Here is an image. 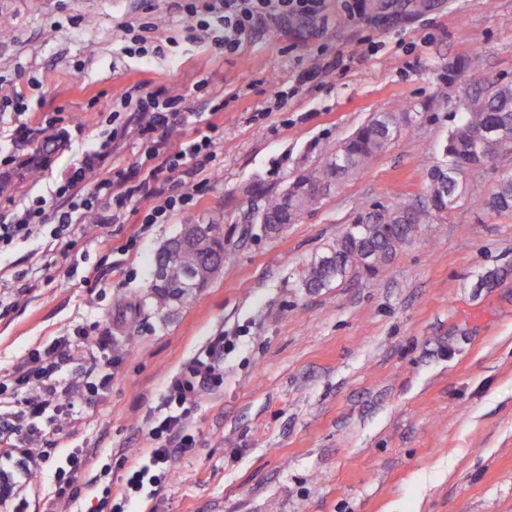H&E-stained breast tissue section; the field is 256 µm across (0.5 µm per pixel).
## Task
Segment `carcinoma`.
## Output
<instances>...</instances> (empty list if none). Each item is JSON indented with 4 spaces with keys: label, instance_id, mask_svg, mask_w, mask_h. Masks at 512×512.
<instances>
[{
    "label": "carcinoma",
    "instance_id": "cac0c4a2",
    "mask_svg": "<svg viewBox=\"0 0 512 512\" xmlns=\"http://www.w3.org/2000/svg\"><path fill=\"white\" fill-rule=\"evenodd\" d=\"M469 105L459 121L448 131L443 147L444 160L428 171V195L422 206L403 195L390 205L377 204L356 213L336 238V242L316 256L304 270L301 287L310 291L328 288L353 271L368 277L383 272L394 256L420 232L427 214L445 217L448 194L462 196V167L474 147V136L482 129L496 131L498 139L492 149L503 154L512 151V83L490 82L478 88H465ZM407 112H380L370 117L353 134L324 151L318 164L296 172L288 189L255 188L261 205L255 223L273 224L282 230L297 223L304 213L319 206L323 197L309 188L317 180L332 178L340 186L363 171L395 140L407 125ZM490 214L512 213V175L502 177L484 202ZM204 240L195 248L178 251L179 263L190 269L206 266L199 287H206L224 270L223 225L211 221L203 225ZM192 290L181 286L177 278L153 281L150 295L159 309Z\"/></svg>",
    "mask_w": 512,
    "mask_h": 512
}]
</instances>
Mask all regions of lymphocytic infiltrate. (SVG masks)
<instances>
[{"label":"lymphocytic infiltrate","mask_w":512,"mask_h":512,"mask_svg":"<svg viewBox=\"0 0 512 512\" xmlns=\"http://www.w3.org/2000/svg\"><path fill=\"white\" fill-rule=\"evenodd\" d=\"M177 8L201 31L222 28L224 50L234 53L267 22L317 17L323 0H179ZM120 105L136 113L138 125L133 130L125 124L113 127L102 148L111 152L115 142L136 132L142 144L139 178L108 169L96 180H88L87 170L96 164L95 158H88L50 196L12 206L8 214L0 213V252L41 234L64 246L72 225L102 210L111 211L117 221L143 203L147 206L144 223L161 224L194 201L203 188L198 177L213 158L218 125L211 123L206 131L171 139L170 129L187 124L190 118L184 98L163 91L147 92L139 83L122 94ZM177 175L191 179V187L177 196L164 195L161 184ZM109 343L108 337L93 339L82 330L56 337L29 352L24 370L0 377V394L10 395L6 403L10 422L0 427V512H26L28 500L19 490L46 462L52 465L55 498L71 504L78 500V477L88 466L85 450L73 448L53 458L47 451L32 449L31 444L46 437L47 427L73 419L84 399L98 396L111 384L112 372L105 364L79 382L65 376L72 355L90 356L105 351ZM223 381L224 339L218 336L204 354L192 358L170 381L165 411L151 422L148 447L128 467L112 512H121L123 504L139 499L171 477L177 453L194 441L188 419L197 399Z\"/></svg>","instance_id":"obj_1"}]
</instances>
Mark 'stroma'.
Instances as JSON below:
<instances>
[{
    "label": "stroma",
    "mask_w": 512,
    "mask_h": 512,
    "mask_svg": "<svg viewBox=\"0 0 512 512\" xmlns=\"http://www.w3.org/2000/svg\"><path fill=\"white\" fill-rule=\"evenodd\" d=\"M176 3L0 0V99L26 106L0 111V151H36L59 108L70 132L49 167L0 181V204L59 185L136 83L184 95L192 112L224 97L196 206L164 224L133 212L82 224L68 249L40 236L0 254V375L78 327L113 338L110 387L54 437L53 454L90 457L72 512L97 506L123 461L144 454L171 378L220 334L224 382L199 400L194 444L146 512H512V214L483 209L512 153L467 173L459 203L427 220L386 276L300 286L358 211L397 192L425 201L461 82H512V0H362L354 17L325 0L317 18L258 29L234 54L186 27ZM149 19L162 54H123L124 25ZM473 54L482 68L458 79ZM293 85L284 109L265 113ZM405 110L413 121L390 147L299 223L274 237L250 226L254 184L283 188L371 113ZM212 219L224 226L222 276L156 310L157 251L181 225ZM490 271L496 286L479 287Z\"/></svg>",
    "instance_id": "obj_1"
}]
</instances>
